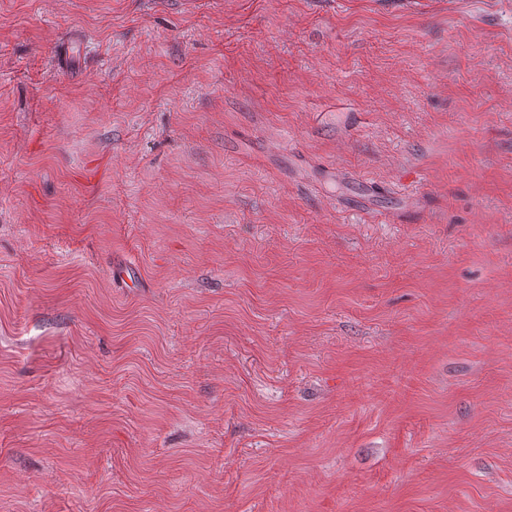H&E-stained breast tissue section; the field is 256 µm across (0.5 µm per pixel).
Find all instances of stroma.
I'll return each instance as SVG.
<instances>
[{"label":"stroma","mask_w":512,"mask_h":512,"mask_svg":"<svg viewBox=\"0 0 512 512\" xmlns=\"http://www.w3.org/2000/svg\"><path fill=\"white\" fill-rule=\"evenodd\" d=\"M0 512H512V0H0Z\"/></svg>","instance_id":"35a3bbf8"}]
</instances>
